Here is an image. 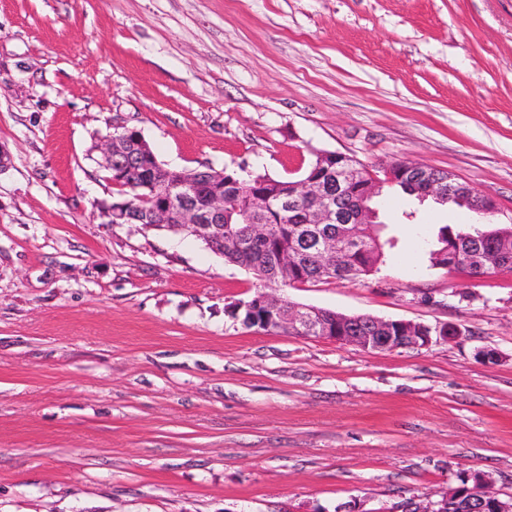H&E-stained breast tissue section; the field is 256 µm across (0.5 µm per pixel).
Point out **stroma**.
<instances>
[{
	"label": "stroma",
	"mask_w": 512,
	"mask_h": 512,
	"mask_svg": "<svg viewBox=\"0 0 512 512\" xmlns=\"http://www.w3.org/2000/svg\"><path fill=\"white\" fill-rule=\"evenodd\" d=\"M118 124L187 170L411 160L506 223L512 0H0V512H379L475 473L512 497V270L424 251L475 214L384 189L379 270L287 291L458 338L248 329V271L103 223Z\"/></svg>",
	"instance_id": "1"
}]
</instances>
